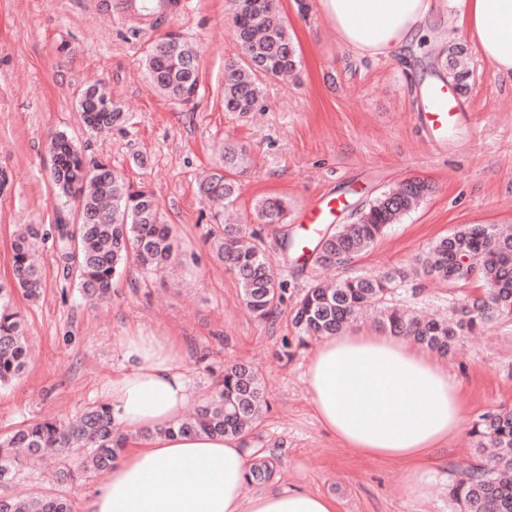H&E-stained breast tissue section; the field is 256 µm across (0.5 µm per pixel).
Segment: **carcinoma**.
Returning <instances> with one entry per match:
<instances>
[{
	"label": "carcinoma",
	"instance_id": "1",
	"mask_svg": "<svg viewBox=\"0 0 512 512\" xmlns=\"http://www.w3.org/2000/svg\"><path fill=\"white\" fill-rule=\"evenodd\" d=\"M231 7L243 14L247 31H237V37H246L247 46L243 47V58L224 65V110L243 116L259 102L261 77H278L296 70L300 55L288 21L279 7L269 6V0H237ZM462 54L463 48L455 46L443 62L448 78L461 89L469 78L468 72L459 69ZM144 61L146 74L160 94L176 103L194 99L195 84L199 82L197 57L184 39L151 42ZM105 98L102 89L95 100L78 97L82 124L92 132H103L124 121L118 104L109 102L108 110L99 106ZM49 154L55 166L52 183L56 195L74 203L72 220L55 224L51 230L66 276L88 296L105 301L111 297L114 280L127 265L135 264L146 276L166 266L177 249L175 230L163 222L146 190L127 182L104 162L87 165L75 140L63 132L51 137ZM248 164L243 149L230 147L225 151L224 169L242 172ZM239 190L238 182L224 174L215 173L203 184L202 193L217 210L214 219H219L224 205L236 200ZM431 192L428 182L409 178L370 200L352 222L327 225L311 242L312 266L352 262L379 240L388 225L400 222ZM255 212L264 224H281L287 206L280 198H265L258 201ZM42 237L33 225L12 244L13 282L28 299L37 298L42 288V274L34 259ZM213 247L235 275L249 312L262 322H274L282 312L288 285L269 277V255L262 238L256 234L247 238L241 227L225 224L213 236ZM464 256L470 259L484 289L453 304L446 318L421 321L390 304L398 287L408 279L407 272L397 270L347 277L333 288L314 282L295 302L293 319L308 336H332L353 323L365 308L376 306L378 323L385 331L410 337L446 355L464 334L512 318V236L503 235L493 224H466L436 240L414 258L412 271L416 276L466 284L470 278L461 270L460 258ZM27 363L22 316L0 285V386L21 376ZM264 406L257 376L229 365L196 416L162 432L244 436L261 418ZM472 434L475 448L490 446L496 452L459 469L449 496L458 512H512V409L483 415ZM126 445V437L118 431L104 404L86 409L76 423L57 418L36 420L0 439V486L16 478L45 451L60 457V479L76 483L94 471L112 469ZM275 474L273 459L257 458L250 463L245 482H268ZM0 512H72V505L65 497L46 492L25 501L0 497Z\"/></svg>",
	"mask_w": 512,
	"mask_h": 512
}]
</instances>
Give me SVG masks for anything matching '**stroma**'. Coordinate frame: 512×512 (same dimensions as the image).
I'll return each mask as SVG.
<instances>
[{
    "mask_svg": "<svg viewBox=\"0 0 512 512\" xmlns=\"http://www.w3.org/2000/svg\"><path fill=\"white\" fill-rule=\"evenodd\" d=\"M95 0H0V284L11 285V245L28 224L50 229L71 216L50 185L52 134L67 133L86 161L108 163L147 187L192 262L142 277L131 270L110 300L91 303L62 271L51 240L38 244L43 289L30 301L11 294L26 323L32 361L26 373L0 388V436L43 417L71 419L103 403L113 378L125 370L124 336L144 329L187 352L184 371L198 397L215 390L227 363L257 372L269 411L248 436V451L276 459L277 474L247 495L295 489L335 498L338 512H457L448 497L456 470L476 456L471 434L479 416L512 408V321L464 336L442 362L462 384L460 432L425 465L424 496L411 493L401 460L368 458L342 445L317 420L305 382L319 341L293 319L294 302L311 277L335 281L408 266L433 241L464 224L512 225V81L481 60L463 35L468 89L457 96L458 121L432 142L415 120L425 88L445 72L436 53L369 62L340 45L317 0H280L302 66L291 82L266 79L255 112L225 111V60L241 48L228 0H189L170 29L198 55V95L174 103L148 82L143 55L148 37L102 15ZM105 86L128 115L102 134L80 121L78 92ZM251 158L240 174L233 210L257 233L288 284L274 324L255 320L242 303L232 272L211 248L212 209L199 183L218 169L225 142ZM408 178L429 182L432 194L391 225L349 265L318 271L282 260L284 232H301L313 201L345 200L336 223L352 208ZM288 204L285 223L263 224L258 198ZM435 280L404 284L398 297L434 312L474 292Z\"/></svg>",
    "mask_w": 512,
    "mask_h": 512,
    "instance_id": "35a3bbf8",
    "label": "stroma"
}]
</instances>
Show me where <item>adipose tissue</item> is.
I'll use <instances>...</instances> for the list:
<instances>
[{"mask_svg": "<svg viewBox=\"0 0 512 512\" xmlns=\"http://www.w3.org/2000/svg\"><path fill=\"white\" fill-rule=\"evenodd\" d=\"M337 40L358 59L393 60L429 32L436 15L460 29L500 77L512 79V0H318ZM127 370L105 402L122 428L151 431L126 451L90 495L87 512H337L334 500L302 491L244 493V441L165 434L180 421L194 387L183 351L139 331L125 337ZM306 382L317 419L344 446L409 465L411 490L425 494L424 464L460 430L461 385L412 340L354 327L328 337L312 354Z\"/></svg>", "mask_w": 512, "mask_h": 512, "instance_id": "obj_1", "label": "adipose tissue"}]
</instances>
